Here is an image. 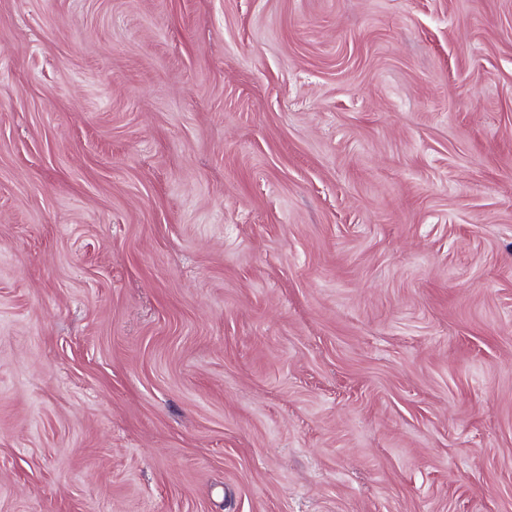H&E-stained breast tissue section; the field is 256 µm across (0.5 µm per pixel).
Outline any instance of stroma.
<instances>
[{"mask_svg": "<svg viewBox=\"0 0 512 512\" xmlns=\"http://www.w3.org/2000/svg\"><path fill=\"white\" fill-rule=\"evenodd\" d=\"M0 512H512V0H0Z\"/></svg>", "mask_w": 512, "mask_h": 512, "instance_id": "obj_1", "label": "stroma"}]
</instances>
